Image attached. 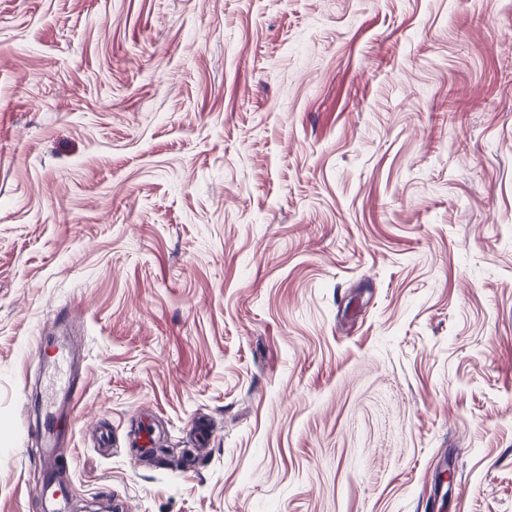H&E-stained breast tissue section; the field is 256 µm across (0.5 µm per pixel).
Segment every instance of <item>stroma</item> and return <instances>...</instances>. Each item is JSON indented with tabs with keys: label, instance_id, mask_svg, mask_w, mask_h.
<instances>
[{
	"label": "stroma",
	"instance_id": "obj_1",
	"mask_svg": "<svg viewBox=\"0 0 512 512\" xmlns=\"http://www.w3.org/2000/svg\"><path fill=\"white\" fill-rule=\"evenodd\" d=\"M48 408L76 502L512 512V0H0V512Z\"/></svg>",
	"mask_w": 512,
	"mask_h": 512
}]
</instances>
